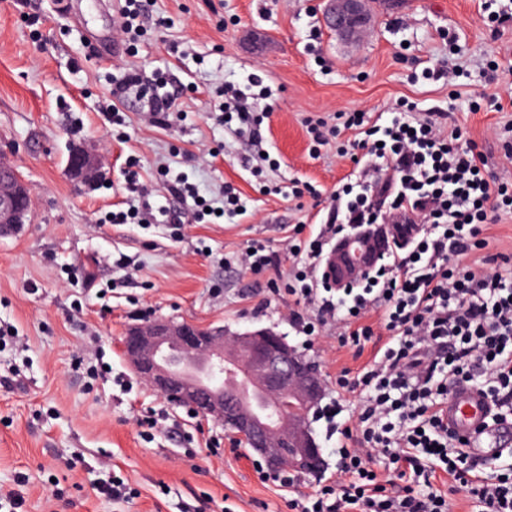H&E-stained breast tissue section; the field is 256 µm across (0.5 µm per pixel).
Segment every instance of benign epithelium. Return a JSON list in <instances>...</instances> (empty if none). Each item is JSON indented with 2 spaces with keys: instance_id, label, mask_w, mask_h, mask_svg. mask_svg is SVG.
<instances>
[{
  "instance_id": "1",
  "label": "benign epithelium",
  "mask_w": 512,
  "mask_h": 512,
  "mask_svg": "<svg viewBox=\"0 0 512 512\" xmlns=\"http://www.w3.org/2000/svg\"><path fill=\"white\" fill-rule=\"evenodd\" d=\"M372 5L373 0H325L324 15L339 38L355 42L368 31ZM102 170L101 151L83 145L68 173L74 183L87 184ZM31 201L28 183L0 156V225L19 226ZM420 228L405 215L352 225L325 254L327 287H350L390 245L407 247ZM121 347L131 368L160 397L224 426L274 474L322 471L312 419L325 386L318 368L281 334L269 328L230 334L222 326L148 318L127 330Z\"/></svg>"
}]
</instances>
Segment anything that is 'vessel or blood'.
<instances>
[{
  "label": "vessel or blood",
  "mask_w": 512,
  "mask_h": 512,
  "mask_svg": "<svg viewBox=\"0 0 512 512\" xmlns=\"http://www.w3.org/2000/svg\"><path fill=\"white\" fill-rule=\"evenodd\" d=\"M491 404L477 389L460 385L448 400V428L466 439L473 457L492 458L512 451V422L492 423Z\"/></svg>",
  "instance_id": "vessel-or-blood-1"
}]
</instances>
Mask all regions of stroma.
<instances>
[{"label":"stroma","mask_w":512,"mask_h":512,"mask_svg":"<svg viewBox=\"0 0 512 512\" xmlns=\"http://www.w3.org/2000/svg\"><path fill=\"white\" fill-rule=\"evenodd\" d=\"M115 0H12L0 9V153L30 184L33 205L17 235L0 239V496L22 512H289L292 496L253 452L232 444L223 426L170 405L127 363L126 330L168 317L233 332L271 328L316 361L325 382L315 438L334 475L332 428L354 426L360 397L339 393L336 377L358 373L382 336L341 344L340 325L307 337L288 319L294 302L230 260L258 240L283 272L296 264L286 238L316 236L330 223L333 196L355 165L342 131L314 150L306 119L336 124L363 112L386 122L397 103L412 116L460 128L484 154L498 183L512 184V0H405L375 7L365 37L347 44L321 26L320 0H154L164 26L135 45L114 24ZM173 74L192 85L169 125L154 124L133 102L106 111L114 79L131 72ZM263 77L271 98L255 103L265 119L263 148L275 166L252 174L254 148L219 125L212 94ZM104 146V181L75 186L71 147ZM222 147L220 157L209 151ZM138 161L147 197L126 194L121 169ZM185 173L204 197L232 185L248 201L233 219L200 224L108 223L118 203L158 205L157 170ZM310 183L320 199L263 194V187ZM108 362L111 374L94 375ZM164 416L141 434L136 418ZM122 479L123 502L96 493Z\"/></svg>","instance_id":"stroma-1"}]
</instances>
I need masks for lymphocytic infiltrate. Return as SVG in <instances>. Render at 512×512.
Here are the masks:
<instances>
[{"label":"lymphocytic infiltrate","instance_id":"f902f5d3","mask_svg":"<svg viewBox=\"0 0 512 512\" xmlns=\"http://www.w3.org/2000/svg\"><path fill=\"white\" fill-rule=\"evenodd\" d=\"M168 77L127 74L112 89L114 98H136L152 122L168 125L177 99ZM345 128L362 133L355 182L335 194L342 224L371 221L369 200L382 195L390 216L417 215L422 230L404 256L395 257L375 281L360 288L321 295L315 286L313 260L321 257L320 238L289 244L304 267L284 276L266 245L250 242L234 261L254 276L267 279L273 294L291 296L289 314L307 336L343 323L354 339L383 329L387 341L374 362L355 378L340 374L337 387L367 398L354 428L338 448L337 478L319 481L311 494L289 499L291 512H447L446 482L464 492L471 512H512V474L492 479L485 463L468 457L465 444L448 429L445 406L452 385H473L489 376L484 395L494 420L512 417V285L502 274L488 272L476 251L487 245L485 227L497 212L512 209V185H491L485 159L460 129L444 130L432 121L398 109L385 124H366L361 112L349 113ZM391 168L394 178L378 187L375 175ZM166 190L179 209L158 208L150 222H202L208 203L199 198L185 174L166 175ZM342 224L325 225L337 235ZM310 303L315 313L303 312ZM379 324H364L369 313ZM387 457L392 470H373V455ZM422 487H415V479Z\"/></svg>","mask_w":512,"mask_h":512}]
</instances>
